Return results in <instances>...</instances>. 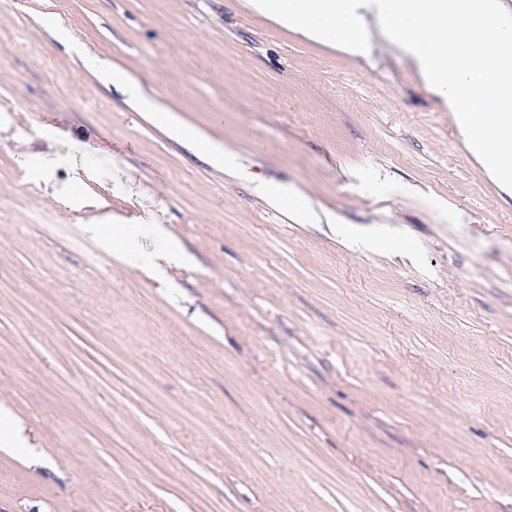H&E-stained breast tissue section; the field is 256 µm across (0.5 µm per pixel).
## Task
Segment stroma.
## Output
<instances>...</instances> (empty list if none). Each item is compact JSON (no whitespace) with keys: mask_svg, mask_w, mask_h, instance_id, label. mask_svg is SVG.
Instances as JSON below:
<instances>
[{"mask_svg":"<svg viewBox=\"0 0 512 512\" xmlns=\"http://www.w3.org/2000/svg\"><path fill=\"white\" fill-rule=\"evenodd\" d=\"M242 3L0 0V512H512V197ZM159 119L167 127H170L174 135L178 138H191L196 140L199 149L206 153L212 163L226 168H233L236 165L235 159L229 156L226 152L220 149L214 143L202 139L194 130L177 125L172 122L171 116L168 113H160Z\"/></svg>","mask_w":512,"mask_h":512,"instance_id":"1","label":"stroma"}]
</instances>
